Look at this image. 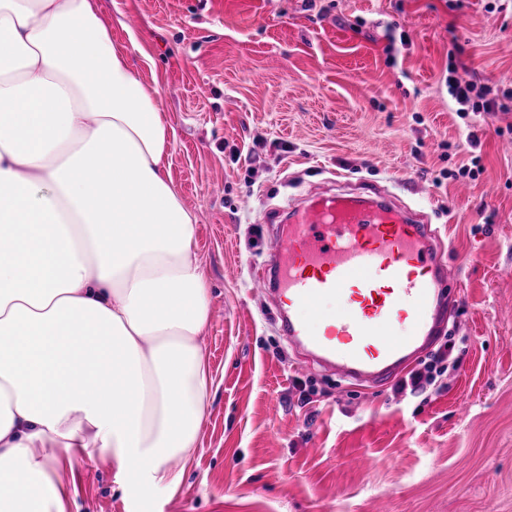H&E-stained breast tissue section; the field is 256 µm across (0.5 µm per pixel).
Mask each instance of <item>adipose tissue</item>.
<instances>
[{
    "instance_id": "adipose-tissue-1",
    "label": "adipose tissue",
    "mask_w": 512,
    "mask_h": 512,
    "mask_svg": "<svg viewBox=\"0 0 512 512\" xmlns=\"http://www.w3.org/2000/svg\"><path fill=\"white\" fill-rule=\"evenodd\" d=\"M173 136L94 0H0V512H64L71 452L183 477L213 378Z\"/></svg>"
}]
</instances>
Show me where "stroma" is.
I'll list each match as a JSON object with an SVG mask.
<instances>
[{
    "label": "stroma",
    "instance_id": "obj_1",
    "mask_svg": "<svg viewBox=\"0 0 512 512\" xmlns=\"http://www.w3.org/2000/svg\"><path fill=\"white\" fill-rule=\"evenodd\" d=\"M96 6L175 130L213 385L176 487L127 496L110 462L64 456L66 512H512V108L459 116L445 82L453 63L512 89V0ZM320 186L387 190L465 256L440 385L367 395L301 365L253 293L274 211Z\"/></svg>",
    "mask_w": 512,
    "mask_h": 512
}]
</instances>
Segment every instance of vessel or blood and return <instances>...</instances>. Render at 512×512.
<instances>
[{"label": "vessel or blood", "instance_id": "obj_1", "mask_svg": "<svg viewBox=\"0 0 512 512\" xmlns=\"http://www.w3.org/2000/svg\"><path fill=\"white\" fill-rule=\"evenodd\" d=\"M265 255L251 286L274 297L291 347L372 387L409 369L458 303L437 230L381 193L292 207Z\"/></svg>", "mask_w": 512, "mask_h": 512}]
</instances>
